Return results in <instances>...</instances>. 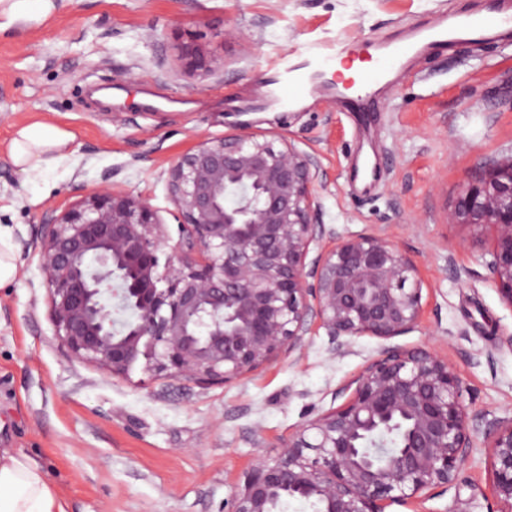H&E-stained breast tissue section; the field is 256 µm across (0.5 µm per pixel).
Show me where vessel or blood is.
Here are the masks:
<instances>
[{"mask_svg": "<svg viewBox=\"0 0 512 512\" xmlns=\"http://www.w3.org/2000/svg\"><path fill=\"white\" fill-rule=\"evenodd\" d=\"M512 28V0H487L486 5L478 12L465 15L457 24L455 31H447L440 25L411 32L403 39L376 45V64L370 70L355 98L342 100L341 105L346 110H359L369 96L371 86L388 82L392 73L413 56L419 54L425 46L437 41L465 39L472 42L480 41L487 32L492 30L507 31ZM342 51L335 45H320L315 47L310 57L318 72L332 69L341 56ZM283 105H290L305 90L306 82L299 68L284 66Z\"/></svg>", "mask_w": 512, "mask_h": 512, "instance_id": "1", "label": "vessel or blood"}]
</instances>
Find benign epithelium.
Here are the masks:
<instances>
[{"instance_id": "obj_1", "label": "benign epithelium", "mask_w": 512, "mask_h": 512, "mask_svg": "<svg viewBox=\"0 0 512 512\" xmlns=\"http://www.w3.org/2000/svg\"><path fill=\"white\" fill-rule=\"evenodd\" d=\"M181 60L201 79L224 67L191 45ZM166 174L182 237L163 264L159 210L110 173L80 203L44 216L43 286L55 336L75 358L114 377L141 364L226 384L302 349L317 326L342 356L356 337L389 340L419 325L416 261L387 236L342 237L315 218L326 177L315 153L244 126L198 142ZM452 218L493 228L488 268L512 306V157L462 189ZM466 391L436 352L384 345L338 389L349 394L344 404L251 466L224 512H276L287 500L314 512L409 505L450 485L480 437L494 494L512 512V416L471 412ZM399 428L398 445L387 447Z\"/></svg>"}]
</instances>
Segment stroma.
I'll return each mask as SVG.
<instances>
[{"instance_id":"stroma-1","label":"stroma","mask_w":512,"mask_h":512,"mask_svg":"<svg viewBox=\"0 0 512 512\" xmlns=\"http://www.w3.org/2000/svg\"><path fill=\"white\" fill-rule=\"evenodd\" d=\"M481 0H66L43 24L0 33V226L18 275L0 285V447L36 460L68 512H224L232 483L308 421L382 345L360 336L334 354L325 329L304 347L227 384L133 369L114 377L54 336L39 237L49 211L83 200L111 173L170 214L166 170L204 139L247 122L316 152L319 218L341 236L385 234L418 263L424 315L396 346H428L468 387L470 410L512 415V306L487 267L492 228L456 223L460 191L512 156V36L435 43L377 93L371 118L335 95L287 108L270 77L283 57L340 44L371 60L374 40L459 20ZM223 60L201 80L179 47ZM71 131L72 153L29 179L11 163L16 124ZM488 449L454 484L387 512H505Z\"/></svg>"}]
</instances>
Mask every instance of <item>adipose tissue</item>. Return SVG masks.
<instances>
[{
    "instance_id": "obj_1",
    "label": "adipose tissue",
    "mask_w": 512,
    "mask_h": 512,
    "mask_svg": "<svg viewBox=\"0 0 512 512\" xmlns=\"http://www.w3.org/2000/svg\"><path fill=\"white\" fill-rule=\"evenodd\" d=\"M55 8L54 0H0V30L19 20L41 23ZM73 141V134L64 128L23 122L9 142V157L20 172L41 175L67 159ZM0 512H67V504L35 460L0 448Z\"/></svg>"
}]
</instances>
